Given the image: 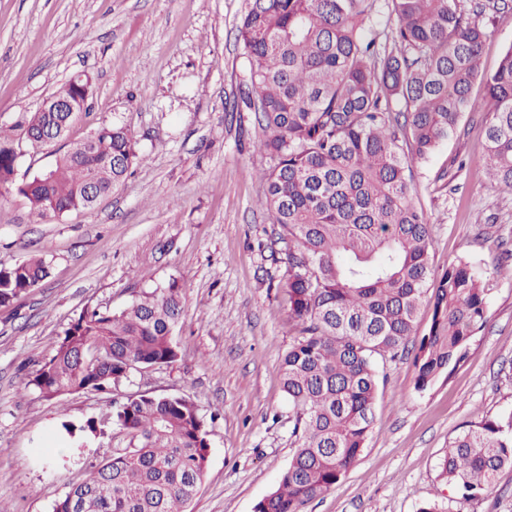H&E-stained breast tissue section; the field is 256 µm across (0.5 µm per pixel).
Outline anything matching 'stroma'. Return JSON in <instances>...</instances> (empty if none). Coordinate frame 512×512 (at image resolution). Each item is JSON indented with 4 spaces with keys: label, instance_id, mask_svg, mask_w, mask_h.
<instances>
[{
    "label": "stroma",
    "instance_id": "obj_1",
    "mask_svg": "<svg viewBox=\"0 0 512 512\" xmlns=\"http://www.w3.org/2000/svg\"><path fill=\"white\" fill-rule=\"evenodd\" d=\"M247 0H0V141L18 152L14 180L51 167L103 125L131 133V175L93 211L44 219L0 193V267L43 254L50 275L0 306V502L52 512L87 462L116 443L87 442L63 463L60 423L150 391L184 394L209 430L210 456L192 512H253L292 454L281 361L296 335L277 282L275 224L258 205L268 160L248 110L229 112L246 77L235 28ZM89 73L88 109L66 141L31 146L32 112ZM486 115L462 114L429 160L412 167L411 199L431 222V263L469 262L489 292L485 328L450 378L415 387L410 357L379 371L375 422L358 463L305 512H512V469L465 501L440 476L467 425L512 408V196L481 172ZM177 281L184 313L171 366L134 371L112 393L48 398L28 381L86 309L120 310Z\"/></svg>",
    "mask_w": 512,
    "mask_h": 512
}]
</instances>
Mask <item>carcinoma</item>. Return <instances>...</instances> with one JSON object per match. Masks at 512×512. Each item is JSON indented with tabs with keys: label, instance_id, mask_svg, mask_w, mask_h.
Returning a JSON list of instances; mask_svg holds the SVG:
<instances>
[{
	"label": "carcinoma",
	"instance_id": "carcinoma-1",
	"mask_svg": "<svg viewBox=\"0 0 512 512\" xmlns=\"http://www.w3.org/2000/svg\"><path fill=\"white\" fill-rule=\"evenodd\" d=\"M392 40L370 27L373 0H248L235 40L246 61L243 103L271 165L260 201L278 225L285 270L277 287L297 335L282 361L294 450L254 512H305L357 463L374 421L377 366L413 352L415 387L450 376L484 327L488 288L467 262L434 279L430 220L410 199L412 165L427 160L465 112H486L483 174L512 194V46L481 67L488 28L458 0H386ZM480 82L485 96H472ZM67 115L31 114L39 138ZM137 158L131 134L104 125L53 167L18 185L43 219L91 210L93 179L109 194ZM16 153L0 143V184ZM43 256L0 268V306L49 275ZM184 312L175 280L142 290L119 312L94 308L69 324L55 353L25 383L47 397L105 393L138 369L169 366ZM429 314L419 334L420 314ZM63 430L81 448L112 434L124 446L90 464L53 512H187L203 482L209 431L187 395L136 393ZM512 469V410L464 429L442 475L465 499Z\"/></svg>",
	"mask_w": 512,
	"mask_h": 512
}]
</instances>
